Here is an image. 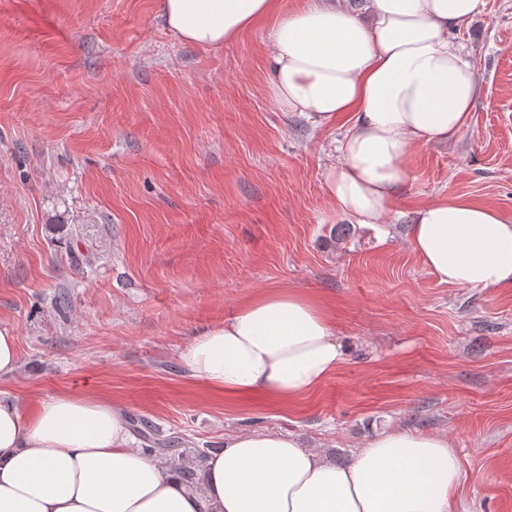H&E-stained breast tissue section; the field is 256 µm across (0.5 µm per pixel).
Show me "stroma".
Returning a JSON list of instances; mask_svg holds the SVG:
<instances>
[{"label": "stroma", "instance_id": "obj_1", "mask_svg": "<svg viewBox=\"0 0 512 512\" xmlns=\"http://www.w3.org/2000/svg\"><path fill=\"white\" fill-rule=\"evenodd\" d=\"M160 2L0 0V327L20 354L0 393L26 413L109 398L187 454L274 430L345 465L378 431L438 434L454 512H512V288L440 283L408 243L445 195L512 220V0L454 33L482 86L467 124L416 150L387 223L341 243L324 173L343 130L277 108L268 25L201 48ZM269 288L331 312L336 372L292 402L191 378L185 347Z\"/></svg>", "mask_w": 512, "mask_h": 512}]
</instances>
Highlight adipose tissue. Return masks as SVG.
Wrapping results in <instances>:
<instances>
[{
  "mask_svg": "<svg viewBox=\"0 0 512 512\" xmlns=\"http://www.w3.org/2000/svg\"><path fill=\"white\" fill-rule=\"evenodd\" d=\"M483 0H162L180 40L233 42L274 16L269 92L284 112L324 128L346 118L339 161L325 172L337 210L385 223L415 149L462 129L480 95L474 59L453 38ZM408 241L440 282L512 286V221L461 196L416 208ZM344 359L329 313L292 289L265 291L180 355L191 378L228 395L291 400L317 389ZM459 461L446 437L376 434L352 463H327L279 432L228 437L189 488L131 447L121 406L58 395L21 413L0 397V512H452Z\"/></svg>",
  "mask_w": 512,
  "mask_h": 512,
  "instance_id": "1",
  "label": "adipose tissue"
}]
</instances>
